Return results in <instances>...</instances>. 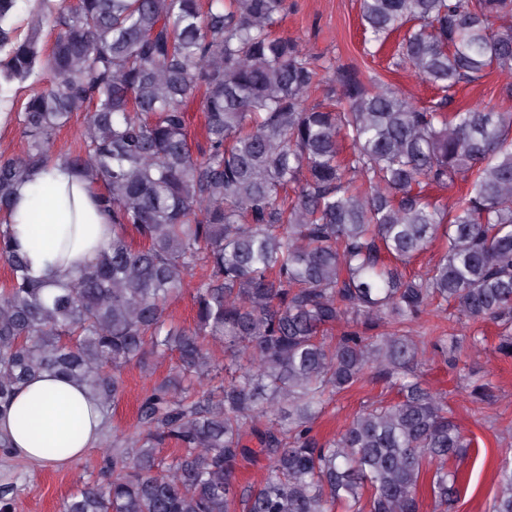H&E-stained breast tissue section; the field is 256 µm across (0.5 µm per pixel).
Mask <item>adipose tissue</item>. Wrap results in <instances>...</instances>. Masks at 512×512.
Masks as SVG:
<instances>
[{
	"mask_svg": "<svg viewBox=\"0 0 512 512\" xmlns=\"http://www.w3.org/2000/svg\"><path fill=\"white\" fill-rule=\"evenodd\" d=\"M11 221L31 272L49 281H69L112 239L90 182L60 163L33 171L18 186ZM104 429L96 396L62 376L32 377L0 414L13 455L51 467L82 458Z\"/></svg>",
	"mask_w": 512,
	"mask_h": 512,
	"instance_id": "adipose-tissue-1",
	"label": "adipose tissue"
}]
</instances>
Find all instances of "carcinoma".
<instances>
[{
    "mask_svg": "<svg viewBox=\"0 0 512 512\" xmlns=\"http://www.w3.org/2000/svg\"><path fill=\"white\" fill-rule=\"evenodd\" d=\"M18 2L0 0V112L26 141L0 160V411L46 373L86 385L108 421L126 366L176 354L139 401V434L105 445L112 479L61 512H419L427 475L435 512H454L472 441L423 386L403 326L448 304L459 321L512 324V111H448L460 85L512 71V0H359L364 43L403 32L389 67L442 92L428 107L302 53L279 31L285 0H27L26 31ZM81 112L79 150L55 151ZM56 161L98 187L112 241L48 284L15 251L10 215L26 171ZM459 182L450 205L425 193ZM436 239L439 259L407 272ZM193 276L185 328L165 310ZM381 323L392 330L369 334ZM463 343L433 346L455 359ZM368 375L397 401L317 438L326 406ZM259 457L264 481L240 486L238 461ZM498 486L487 512H512V465Z\"/></svg>",
    "mask_w": 512,
    "mask_h": 512,
    "instance_id": "1",
    "label": "carcinoma"
}]
</instances>
